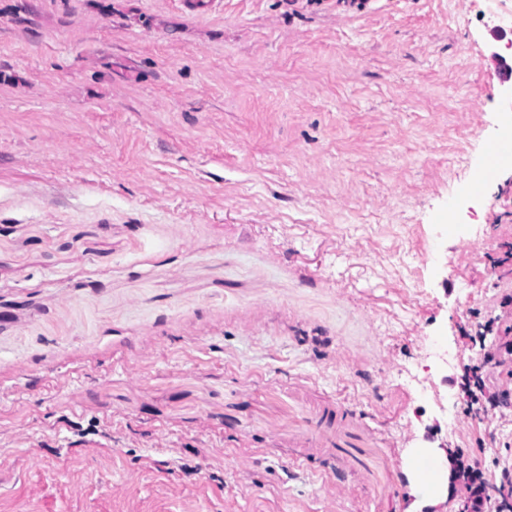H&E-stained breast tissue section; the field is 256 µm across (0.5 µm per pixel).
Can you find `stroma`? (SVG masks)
Returning a JSON list of instances; mask_svg holds the SVG:
<instances>
[{"label":"stroma","mask_w":512,"mask_h":512,"mask_svg":"<svg viewBox=\"0 0 512 512\" xmlns=\"http://www.w3.org/2000/svg\"><path fill=\"white\" fill-rule=\"evenodd\" d=\"M512 0H0V512H406L499 488ZM499 368V374L505 373L508 383L512 382V340L500 339L495 347L483 354V364ZM450 449L445 457L443 451H432L430 448H413L407 458L405 469L411 476V495L416 501L406 512H418L417 509L428 505H438L449 494L451 479ZM447 459V460H446ZM428 466L429 476H421L423 466ZM428 469L424 470L428 474ZM457 479L461 481L462 487L467 493V511L470 512H505L509 504L507 497L511 489L505 494V488L500 486L499 495L501 500L493 497L484 481L482 472L475 466L460 458L457 461Z\"/></svg>","instance_id":"1"}]
</instances>
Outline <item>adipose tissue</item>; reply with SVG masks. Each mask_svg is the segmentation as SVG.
Instances as JSON below:
<instances>
[{"label":"adipose tissue","instance_id":"obj_1","mask_svg":"<svg viewBox=\"0 0 512 512\" xmlns=\"http://www.w3.org/2000/svg\"><path fill=\"white\" fill-rule=\"evenodd\" d=\"M412 481L411 493L416 501L408 512L438 505L448 495L451 479V463L444 452L427 448L412 449L405 465Z\"/></svg>","mask_w":512,"mask_h":512}]
</instances>
